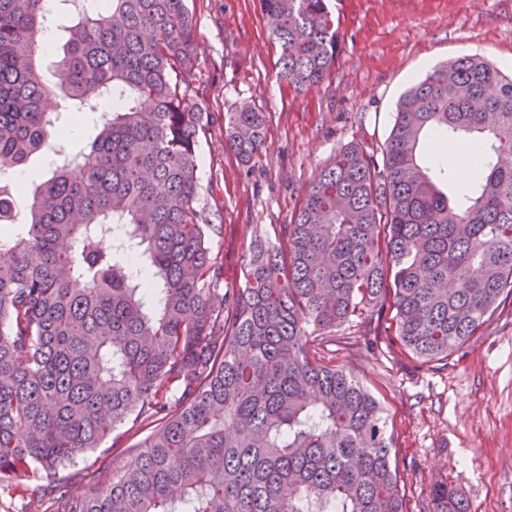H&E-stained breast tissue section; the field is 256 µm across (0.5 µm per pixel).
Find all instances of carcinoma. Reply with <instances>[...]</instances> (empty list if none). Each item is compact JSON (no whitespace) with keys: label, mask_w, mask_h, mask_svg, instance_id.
<instances>
[{"label":"carcinoma","mask_w":512,"mask_h":512,"mask_svg":"<svg viewBox=\"0 0 512 512\" xmlns=\"http://www.w3.org/2000/svg\"><path fill=\"white\" fill-rule=\"evenodd\" d=\"M260 3L279 79L309 91L336 59L325 0ZM77 15L53 89L35 65L44 0H0V176L58 157L30 193L0 181V490L28 512H406L383 408L308 346L387 305L399 345L438 364L512 295V76L464 56L414 84L382 160L339 150L224 290L195 206L204 112L187 95L186 0ZM57 92L96 115L90 145L47 108ZM455 133L484 140L469 155L483 176L452 199L451 169L418 147ZM228 136L250 162L263 113H232ZM108 226L123 233L109 241ZM128 423L147 435L100 493L14 483L56 479ZM432 512L470 505L439 484Z\"/></svg>","instance_id":"cac0c4a2"}]
</instances>
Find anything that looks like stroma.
Returning <instances> with one entry per match:
<instances>
[{
    "mask_svg": "<svg viewBox=\"0 0 512 512\" xmlns=\"http://www.w3.org/2000/svg\"><path fill=\"white\" fill-rule=\"evenodd\" d=\"M198 51L189 90L206 114L197 147L196 207L212 224L224 285H243L258 238L291 223L315 173L353 143L379 150L408 88L439 64L479 55L512 74V0H326L336 61L305 94L280 84V50L259 0H186ZM265 116L258 157L228 143L230 113ZM371 320L336 333L317 355L352 373L380 402L397 448L407 512H430L435 484L459 490L470 512H512V296L447 366L412 358ZM121 432L60 469L76 494L107 486L140 449Z\"/></svg>",
    "mask_w": 512,
    "mask_h": 512,
    "instance_id": "35a3bbf8",
    "label": "stroma"
}]
</instances>
